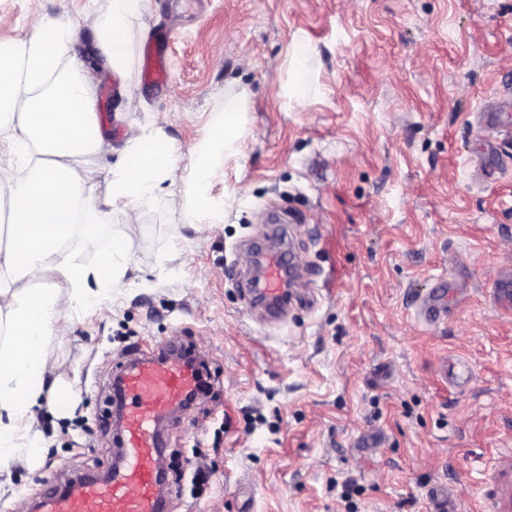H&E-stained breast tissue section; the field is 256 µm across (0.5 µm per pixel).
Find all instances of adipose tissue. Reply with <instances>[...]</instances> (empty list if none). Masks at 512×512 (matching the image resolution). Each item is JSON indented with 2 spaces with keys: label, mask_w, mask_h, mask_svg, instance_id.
Returning <instances> with one entry per match:
<instances>
[{
  "label": "adipose tissue",
  "mask_w": 512,
  "mask_h": 512,
  "mask_svg": "<svg viewBox=\"0 0 512 512\" xmlns=\"http://www.w3.org/2000/svg\"><path fill=\"white\" fill-rule=\"evenodd\" d=\"M151 6L152 0H107L94 23L95 45L113 71L129 67L130 26ZM75 39L68 22L42 17L29 38L0 42V473L24 454L17 423L45 391L46 336L88 300V280L115 286L125 276L130 244L123 236H113L91 269L69 259L66 243L75 233L91 234L117 203L127 223H137L141 205L169 192L176 173L185 200L180 221L198 223L210 209L216 157L247 134L244 106L226 107L207 145L183 166L160 129L137 126L109 168L108 196L99 198L76 167L108 144L89 71L76 58L61 63ZM58 280L68 292L55 288ZM16 282L22 290H13Z\"/></svg>",
  "instance_id": "ef3b65f1"
}]
</instances>
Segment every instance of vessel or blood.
<instances>
[{
    "instance_id": "b4317fda",
    "label": "vessel or blood",
    "mask_w": 512,
    "mask_h": 512,
    "mask_svg": "<svg viewBox=\"0 0 512 512\" xmlns=\"http://www.w3.org/2000/svg\"><path fill=\"white\" fill-rule=\"evenodd\" d=\"M265 265L267 274L259 292L270 307L284 308L293 297L287 269L274 250L266 253ZM415 314L424 324H437L448 314L444 297L438 294L421 301ZM199 372L188 349L177 361L145 356L128 365L120 374L121 426L116 436L120 464L102 479L80 477L61 489L44 486L39 512H163L157 424L196 391Z\"/></svg>"
}]
</instances>
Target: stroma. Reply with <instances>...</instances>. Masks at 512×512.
<instances>
[{
    "label": "stroma",
    "instance_id": "1",
    "mask_svg": "<svg viewBox=\"0 0 512 512\" xmlns=\"http://www.w3.org/2000/svg\"><path fill=\"white\" fill-rule=\"evenodd\" d=\"M105 6L0 0V42L43 14L86 53ZM131 38L130 69H104L95 100L113 149L140 123L189 156L241 96L248 133L216 163L204 223H180L169 195L135 224L113 206L104 229L131 241L127 272L48 336L62 371L18 442L38 430L50 445L12 464L0 512L43 481L110 471L112 377L172 340L208 387L162 425L167 512H431L441 485L453 512H512V306L492 295L512 271V125L492 118L512 107V0H153ZM148 43L165 82L143 78ZM273 210L293 216L306 300L269 322L230 270ZM440 280L448 316L427 327L413 307ZM192 461L208 471L198 489ZM308 51L305 47L296 46L292 53L291 96L300 102L305 99V92L309 83L306 66Z\"/></svg>",
    "mask_w": 512,
    "mask_h": 512
}]
</instances>
